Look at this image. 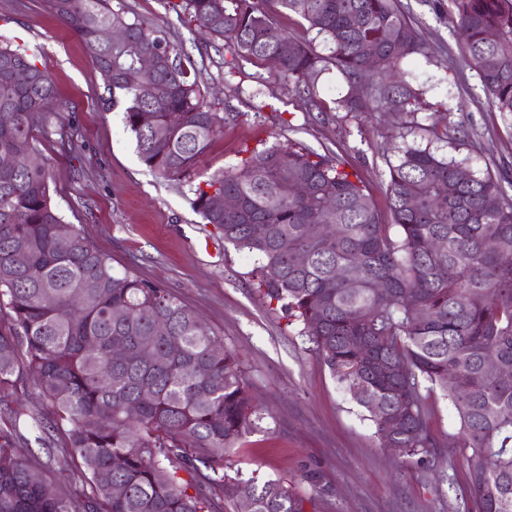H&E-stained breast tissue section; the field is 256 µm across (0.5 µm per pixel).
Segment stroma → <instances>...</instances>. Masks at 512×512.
<instances>
[{"label": "stroma", "instance_id": "obj_1", "mask_svg": "<svg viewBox=\"0 0 512 512\" xmlns=\"http://www.w3.org/2000/svg\"><path fill=\"white\" fill-rule=\"evenodd\" d=\"M130 14L165 30L174 45L202 53L197 82L213 111L232 106L224 127L190 182L164 180L140 160L123 106L103 105L104 86L82 39L52 14L45 0H0V36L40 50L51 69L57 104L34 131L66 223L107 254L115 271L133 270L194 309L238 358L263 420L232 451L242 478L282 479L305 512H455L469 474L457 420L442 394L430 401L429 429L437 446L424 464H405L374 434L365 411L340 387L299 336L279 304L256 288L255 261L226 244L189 205V183L235 167L253 150L292 143L342 156L386 209L388 163L398 133L389 113L345 115L335 101L346 92L336 68L320 79L326 110L311 113L270 65L244 60L224 76V43L197 42L169 0H123ZM422 32L427 56L410 68L428 102L458 113L463 124L437 142L439 154L473 171L512 182V114L492 107L466 48L454 34L451 0H401ZM34 449L32 471L57 494L70 491L79 462Z\"/></svg>", "mask_w": 512, "mask_h": 512}]
</instances>
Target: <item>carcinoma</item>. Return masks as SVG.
I'll return each mask as SVG.
<instances>
[{
	"label": "carcinoma",
	"mask_w": 512,
	"mask_h": 512,
	"mask_svg": "<svg viewBox=\"0 0 512 512\" xmlns=\"http://www.w3.org/2000/svg\"><path fill=\"white\" fill-rule=\"evenodd\" d=\"M266 2L184 0L183 13L224 40L226 77L240 59L266 62L313 111L322 109L319 80L330 63L346 85L337 101L345 112L399 116L391 223L341 157L279 144L190 187L189 203L224 242L255 258L258 290L281 304L337 384L362 387L356 401L380 441L422 462L436 447L427 402L441 392L459 446L471 451L463 512H512V380L500 374L512 371V198L491 175L462 180L463 163L408 141L425 105L404 65L426 55L427 44L398 0H278L322 39L326 56L311 40L291 39ZM452 2L466 63L492 106L512 114V0ZM47 3L85 42L109 94L104 104L126 101V127L151 171L188 175L239 117L230 105L213 111L190 78L196 62L122 4ZM105 25L124 29L125 39L100 42ZM285 42L293 46L286 56ZM148 51L154 68L134 84L126 74ZM54 98L47 63L0 38V156L29 159L18 168L0 163V416L11 425L0 431V512H212L215 488L236 512H305L279 479L258 486L228 474L232 449L262 420L234 353L176 295L114 271L53 204L33 131ZM296 183L307 192H293ZM226 196L238 200L236 210H224ZM313 225L321 235L310 234ZM340 267L345 281L336 279ZM117 339L126 355L114 362ZM146 349L154 356L143 357ZM490 351L496 369L485 361ZM26 375L38 381L51 428L80 459L75 486L62 495L47 497L29 480L15 440L24 429L52 451L44 422L12 407ZM104 471L112 482L99 479ZM114 483L123 494L112 493Z\"/></svg>",
	"instance_id": "1"
}]
</instances>
